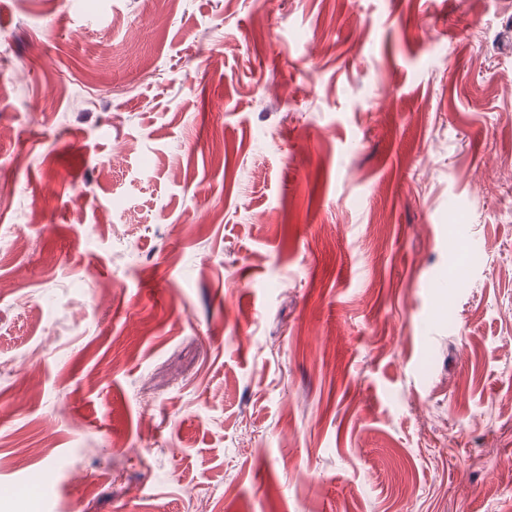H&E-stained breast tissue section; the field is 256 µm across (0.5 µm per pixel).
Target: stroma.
<instances>
[{
  "mask_svg": "<svg viewBox=\"0 0 512 512\" xmlns=\"http://www.w3.org/2000/svg\"><path fill=\"white\" fill-rule=\"evenodd\" d=\"M0 79V512H512V0H0Z\"/></svg>",
  "mask_w": 512,
  "mask_h": 512,
  "instance_id": "1",
  "label": "stroma"
}]
</instances>
